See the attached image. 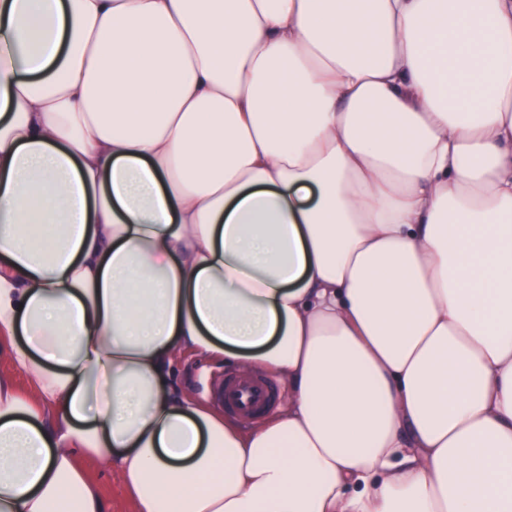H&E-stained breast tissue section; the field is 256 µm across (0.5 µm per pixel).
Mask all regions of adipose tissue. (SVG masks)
Returning <instances> with one entry per match:
<instances>
[{
	"mask_svg": "<svg viewBox=\"0 0 512 512\" xmlns=\"http://www.w3.org/2000/svg\"><path fill=\"white\" fill-rule=\"evenodd\" d=\"M1 354L0 512H512V0H0ZM174 368V382L179 391L208 403L223 413L224 417L233 419L243 429H251L276 413L286 396V390L279 379L257 367L251 373L260 374L273 381L278 387V395L273 409L252 421H245L235 414L224 411V407L245 417L270 407L275 398V388L271 383L253 376L224 379L223 407L216 401L215 387L223 379L224 374L240 373L234 361L185 353L177 357ZM81 464L89 477L96 481L108 504L111 512H134L132 501L121 488V481L117 472H112L105 466L100 458H82Z\"/></svg>",
	"mask_w": 512,
	"mask_h": 512,
	"instance_id": "ef3b65f1",
	"label": "adipose tissue"
}]
</instances>
